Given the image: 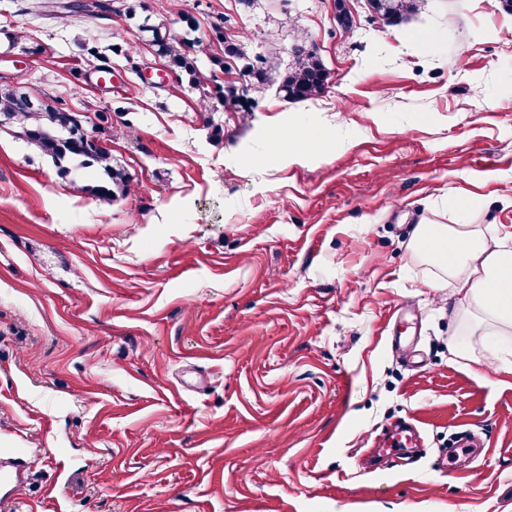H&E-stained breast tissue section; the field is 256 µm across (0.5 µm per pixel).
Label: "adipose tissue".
I'll list each match as a JSON object with an SVG mask.
<instances>
[{
	"label": "adipose tissue",
	"mask_w": 512,
	"mask_h": 512,
	"mask_svg": "<svg viewBox=\"0 0 512 512\" xmlns=\"http://www.w3.org/2000/svg\"><path fill=\"white\" fill-rule=\"evenodd\" d=\"M458 221L421 228L414 240L419 251L433 256L497 335L512 330V249L506 239L490 243L487 229L474 220L479 208L468 199L449 202Z\"/></svg>",
	"instance_id": "1"
}]
</instances>
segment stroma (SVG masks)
<instances>
[{
	"label": "stroma",
	"mask_w": 512,
	"mask_h": 512,
	"mask_svg": "<svg viewBox=\"0 0 512 512\" xmlns=\"http://www.w3.org/2000/svg\"><path fill=\"white\" fill-rule=\"evenodd\" d=\"M0 0V88L65 101L130 193L0 127V456L27 451L18 512H512V334L414 230L512 231V13L421 0H145V17ZM193 18L209 78L226 40L266 56L257 107L204 112L140 32ZM305 39L330 75L279 87ZM122 45L98 88L84 42ZM221 134H214V127ZM303 144L291 157L292 144ZM413 339L419 369L393 336ZM417 459L365 467L399 425ZM375 17L388 23L400 22L418 10L417 0H369Z\"/></svg>",
	"instance_id": "stroma-1"
}]
</instances>
